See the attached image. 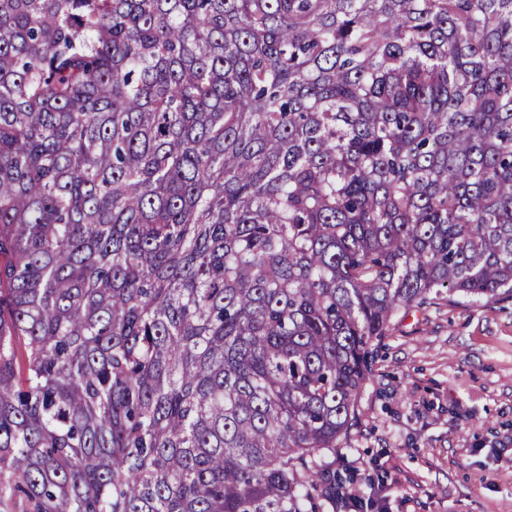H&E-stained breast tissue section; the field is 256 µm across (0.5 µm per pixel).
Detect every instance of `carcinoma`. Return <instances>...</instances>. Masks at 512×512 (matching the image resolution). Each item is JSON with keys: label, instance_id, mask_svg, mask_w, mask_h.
<instances>
[{"label": "carcinoma", "instance_id": "cac0c4a2", "mask_svg": "<svg viewBox=\"0 0 512 512\" xmlns=\"http://www.w3.org/2000/svg\"><path fill=\"white\" fill-rule=\"evenodd\" d=\"M444 293L512 294V0H0V512H325Z\"/></svg>", "mask_w": 512, "mask_h": 512}]
</instances>
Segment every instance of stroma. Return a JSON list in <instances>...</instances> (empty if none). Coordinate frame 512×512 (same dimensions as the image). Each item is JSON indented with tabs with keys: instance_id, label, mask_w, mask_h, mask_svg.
Returning a JSON list of instances; mask_svg holds the SVG:
<instances>
[{
	"instance_id": "35a3bbf8",
	"label": "stroma",
	"mask_w": 512,
	"mask_h": 512,
	"mask_svg": "<svg viewBox=\"0 0 512 512\" xmlns=\"http://www.w3.org/2000/svg\"><path fill=\"white\" fill-rule=\"evenodd\" d=\"M336 490L378 512H512V299H437L376 357Z\"/></svg>"
}]
</instances>
